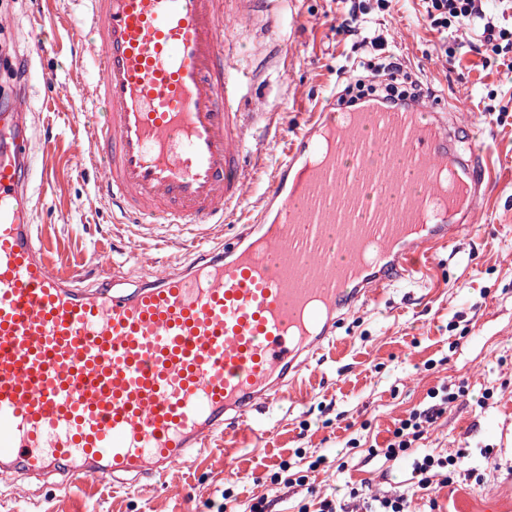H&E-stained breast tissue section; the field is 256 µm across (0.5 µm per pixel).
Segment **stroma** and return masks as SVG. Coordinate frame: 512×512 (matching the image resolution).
Segmentation results:
<instances>
[{
    "label": "stroma",
    "mask_w": 512,
    "mask_h": 512,
    "mask_svg": "<svg viewBox=\"0 0 512 512\" xmlns=\"http://www.w3.org/2000/svg\"><path fill=\"white\" fill-rule=\"evenodd\" d=\"M74 9L73 0H0L9 21L0 28V103L16 85L12 62L27 58L36 141L52 145L34 162L38 248L62 271L82 273L87 285L102 267L137 280L162 262L182 263L191 236L166 227L163 256L130 255L138 226L116 223L96 189L99 172L80 164L76 145L94 118L78 91L90 73L78 63L82 39L68 23ZM423 13L421 0H390L370 19L404 73L460 113L469 140L489 158L498 187L481 201L479 223L432 256L427 277L356 309L301 389L269 407L262 438L211 437L202 458L121 492L108 482L62 485L0 472V512H213L225 490L227 512H245L262 497L272 499L271 512H297L314 496L346 499L353 512H364L370 496L402 493L412 512H427L411 489L409 460L372 459L368 450L384 446L410 411L433 405V392L447 382L462 394L418 443L436 455L467 452L460 475L436 489L441 510L512 512V71L486 50L474 25L449 37L453 53L445 55ZM44 14L56 19L55 48L39 55L34 33ZM341 15L335 0H293L283 12L274 36L288 41V69L267 71L260 93L271 117L253 130L267 148L263 169L236 215L212 228L214 240L247 223L286 140L362 56L340 30ZM284 465L304 482L272 486Z\"/></svg>",
    "instance_id": "1"
}]
</instances>
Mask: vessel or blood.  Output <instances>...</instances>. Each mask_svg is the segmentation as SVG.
<instances>
[{
    "label": "vessel or blood",
    "mask_w": 512,
    "mask_h": 512,
    "mask_svg": "<svg viewBox=\"0 0 512 512\" xmlns=\"http://www.w3.org/2000/svg\"><path fill=\"white\" fill-rule=\"evenodd\" d=\"M86 100L102 109L84 164L126 223L197 228L237 211L255 179L246 135L283 0H77ZM254 35L239 63L241 33ZM29 95L0 109V471L153 480L208 436L254 430L336 342L357 304L416 277L496 180L459 128L420 102L328 100L290 139L242 234L194 245L183 268L83 287L36 246Z\"/></svg>",
    "instance_id": "vessel-or-blood-1"
}]
</instances>
